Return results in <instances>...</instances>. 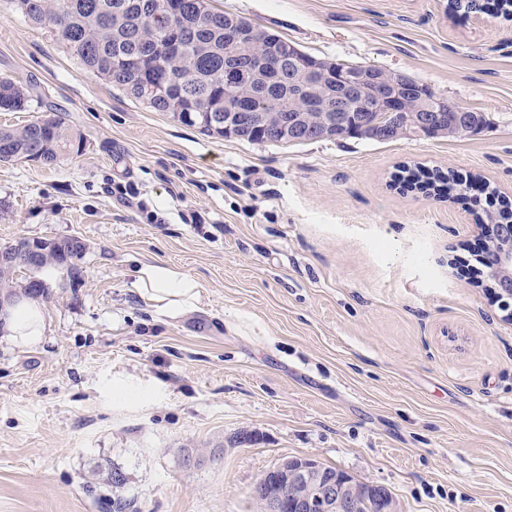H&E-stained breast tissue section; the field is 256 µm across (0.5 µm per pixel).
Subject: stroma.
Segmentation results:
<instances>
[{"instance_id":"35a3bbf8","label":"stroma","mask_w":512,"mask_h":512,"mask_svg":"<svg viewBox=\"0 0 512 512\" xmlns=\"http://www.w3.org/2000/svg\"><path fill=\"white\" fill-rule=\"evenodd\" d=\"M447 4L210 0L488 119L289 145L152 111L0 0V76L39 97L0 126L59 112L86 140L55 168L0 163V247L86 245L78 278L42 274L47 341L0 336V512H258V477L295 457L387 487L400 512H512V321L475 269L477 215L394 182L449 167L512 205V19ZM150 259L200 281L194 309L139 298Z\"/></svg>"}]
</instances>
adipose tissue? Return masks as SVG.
Segmentation results:
<instances>
[{
	"mask_svg": "<svg viewBox=\"0 0 512 512\" xmlns=\"http://www.w3.org/2000/svg\"><path fill=\"white\" fill-rule=\"evenodd\" d=\"M134 286L145 303L172 317L195 307L201 296L197 279L181 267L165 262L139 263ZM46 338L47 324L36 302H19L10 314L7 341L32 347L41 345Z\"/></svg>",
	"mask_w": 512,
	"mask_h": 512,
	"instance_id": "obj_1",
	"label": "adipose tissue"
}]
</instances>
